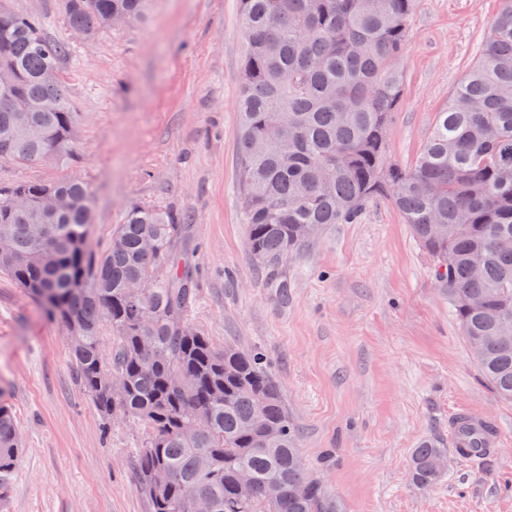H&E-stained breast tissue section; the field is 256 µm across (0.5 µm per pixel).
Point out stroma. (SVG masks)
<instances>
[{"label": "stroma", "mask_w": 512, "mask_h": 512, "mask_svg": "<svg viewBox=\"0 0 512 512\" xmlns=\"http://www.w3.org/2000/svg\"><path fill=\"white\" fill-rule=\"evenodd\" d=\"M68 43L63 62L81 121L70 169L0 163V180L73 174L93 195L92 246L131 205L189 217L188 320L216 347L263 349L300 429L311 472L344 512H512V402L500 400L448 309L432 260L389 204L329 224L282 269L280 300L249 254L237 190V100L244 37L238 0H150L145 19L78 37L64 0H8ZM504 0H419L409 18L406 84L388 130L410 165ZM0 403L22 434L0 512H149L137 493L136 424L100 418L75 383L67 330L0 274ZM466 409L493 422L487 459L457 455L448 429ZM426 440L448 456L434 487L416 486L411 455Z\"/></svg>", "instance_id": "stroma-1"}]
</instances>
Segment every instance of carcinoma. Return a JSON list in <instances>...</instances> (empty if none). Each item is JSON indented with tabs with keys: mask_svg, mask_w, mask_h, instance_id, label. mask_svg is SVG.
I'll use <instances>...</instances> for the list:
<instances>
[{
	"mask_svg": "<svg viewBox=\"0 0 512 512\" xmlns=\"http://www.w3.org/2000/svg\"><path fill=\"white\" fill-rule=\"evenodd\" d=\"M148 0H65L69 26L85 39L109 15L142 19ZM417 0H239L245 39L240 96L238 196L247 248L288 300L281 268L326 224H354L388 201L431 260L468 347L500 398L512 401V3L494 21L479 61L437 113L415 161L391 160L388 127L404 91L408 21ZM69 46L42 21L0 2V69L14 72L0 97V127L24 118L36 140L0 139V163L68 164L81 116L61 68ZM46 190L67 201L40 209ZM24 194L26 209L12 203ZM93 202L81 179L0 184V272L68 331L74 379L109 429L144 426L135 449L138 493L150 512H342L300 456L267 354L216 348L188 322L194 268L176 254L182 215L131 206L107 245L90 246ZM448 226L439 237L435 226ZM150 242L154 252L143 245ZM138 298L127 296L132 282ZM483 301L480 308L458 299ZM112 331L105 349L101 330ZM118 376L124 386H112ZM208 414L205 423L196 414ZM20 430L0 404V502L18 459ZM448 468L432 441L411 461L413 482L436 485ZM251 484H240L241 475ZM276 484L280 493L267 494Z\"/></svg>",
	"mask_w": 512,
	"mask_h": 512,
	"instance_id": "cac0c4a2",
	"label": "carcinoma"
}]
</instances>
